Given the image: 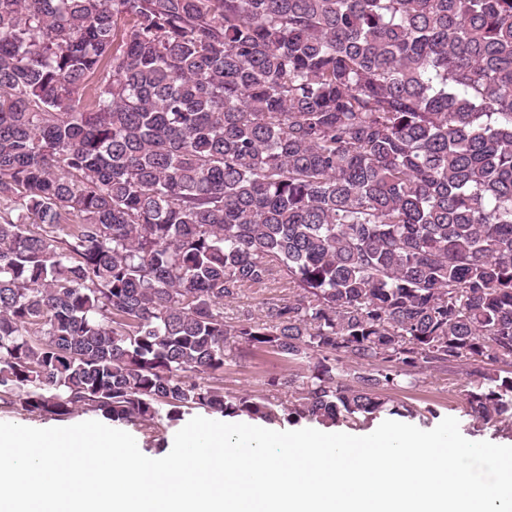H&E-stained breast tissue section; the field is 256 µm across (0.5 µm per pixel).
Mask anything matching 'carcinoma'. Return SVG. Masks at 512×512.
Segmentation results:
<instances>
[{
    "label": "carcinoma",
    "mask_w": 512,
    "mask_h": 512,
    "mask_svg": "<svg viewBox=\"0 0 512 512\" xmlns=\"http://www.w3.org/2000/svg\"><path fill=\"white\" fill-rule=\"evenodd\" d=\"M1 202V411L512 433V0H0ZM282 288H262L249 291L240 300L224 304V318L234 322L246 315L257 316L263 303L272 302L285 294ZM287 365L266 356H256L248 361L230 362L224 370V391L238 394H265L269 377L281 372ZM453 376H427L413 386H404L398 390H387L385 393L396 400L405 401L420 408L425 418H401L398 416L382 417L373 425L364 429H351L344 425L325 427L316 422L302 420L298 424L271 425L276 431H290L313 428L326 433H347L355 436H365L372 433L384 420L391 419L414 425L422 430L435 428L445 417H454L459 422L461 434L471 441H489L499 445H512V437L496 433L493 427H473L472 419L465 415L461 381ZM428 411V412H427Z\"/></svg>",
    "instance_id": "carcinoma-1"
}]
</instances>
